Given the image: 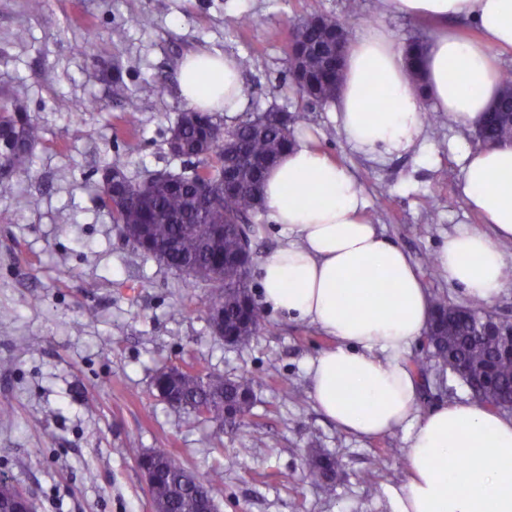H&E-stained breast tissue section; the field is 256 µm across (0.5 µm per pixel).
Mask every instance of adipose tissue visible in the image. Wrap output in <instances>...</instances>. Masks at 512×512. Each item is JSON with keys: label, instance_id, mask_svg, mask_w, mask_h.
I'll return each mask as SVG.
<instances>
[{"label": "adipose tissue", "instance_id": "adipose-tissue-1", "mask_svg": "<svg viewBox=\"0 0 512 512\" xmlns=\"http://www.w3.org/2000/svg\"><path fill=\"white\" fill-rule=\"evenodd\" d=\"M393 11L440 23L471 21L468 40L445 31L427 44V104L473 128L500 86L493 50H512V0H384ZM214 81L199 91L197 77ZM187 106L235 117L244 106L237 61L193 53L179 67ZM387 109L369 110L372 94ZM423 103L408 82L404 50L369 28L349 44L333 103L344 139L371 157L400 155L420 143ZM461 190L490 232L449 235L434 262L450 286L492 302L505 284L500 242H512V144L478 147L459 159ZM265 209L284 243L259 266L264 307L319 326L335 340L306 366L310 397L339 428L361 439L402 429L408 478L390 487L392 512H512V416L462 399L420 411L410 363L431 299L407 254L364 217L367 201L351 170L298 141L273 168Z\"/></svg>", "mask_w": 512, "mask_h": 512}]
</instances>
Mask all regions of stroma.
Wrapping results in <instances>:
<instances>
[{
	"label": "stroma",
	"mask_w": 512,
	"mask_h": 512,
	"mask_svg": "<svg viewBox=\"0 0 512 512\" xmlns=\"http://www.w3.org/2000/svg\"><path fill=\"white\" fill-rule=\"evenodd\" d=\"M314 11L346 15V0H0V91L25 97L43 129L29 173L0 180V476L28 490L35 512H151L147 485L128 436L142 448H166L197 473L224 469L219 512H390L389 486L407 476L401 431L364 440L338 429L309 398L306 364L332 340L320 328L266 311V326L245 346H229L204 312L208 287L143 255L98 206L103 170L122 166L140 182L157 171L188 170L167 138L186 104L178 69L200 51L247 60L246 112L303 109L289 86L287 44L265 30L287 28ZM150 13L151 28L127 26ZM362 22L398 41L432 38L436 23L382 11L362 0ZM251 26H242V17ZM95 59L75 53L83 40ZM127 89L166 79L163 96L141 100L140 125L126 133ZM88 102L73 118L76 102ZM307 135L356 174L366 213L400 246L430 293L466 298L433 266L448 234L482 228L458 190L459 155L470 131L436 112L414 154L373 160L340 135L331 106L307 110ZM184 308L172 317L173 308ZM40 345L25 349V341ZM254 380L255 405L244 422L219 424L175 410L154 387L158 369ZM264 438L253 446L251 434ZM308 448L333 452L341 466L333 488L309 484ZM372 481H364V472Z\"/></svg>",
	"instance_id": "obj_1"
}]
</instances>
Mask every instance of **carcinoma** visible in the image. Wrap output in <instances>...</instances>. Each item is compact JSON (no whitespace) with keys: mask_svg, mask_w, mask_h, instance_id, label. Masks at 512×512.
<instances>
[{"mask_svg":"<svg viewBox=\"0 0 512 512\" xmlns=\"http://www.w3.org/2000/svg\"><path fill=\"white\" fill-rule=\"evenodd\" d=\"M347 19L315 12L293 23L289 29L290 51L302 52L292 70L291 83L298 97L309 106L333 103L340 66L331 49L337 32L348 29V20L362 16L360 0H347ZM167 91L164 79L147 80L129 92L119 82L114 94L125 99L123 121L129 128L139 124V101L160 97ZM207 126H216L209 134L195 125L178 120L169 130L182 141L181 156L203 161L202 172L194 179L172 186L165 180L140 185L125 181L129 201L110 211L112 223L148 224L151 241L140 250L181 273L188 268H209L213 276L204 279L210 285L205 310L224 311V335L233 344L250 343L264 326V307L253 294L250 281L256 265L255 254L243 251V242L252 239L256 226L266 214L261 194L267 169L280 154L295 143V129L305 119L303 112L269 109L224 129L212 112L201 113ZM485 137L490 141L512 142V121L508 118L482 119ZM43 139V129L30 116L26 98L0 94V170L9 177L29 169L32 150ZM233 166L235 189L224 192V171ZM454 312L451 324L427 330L428 350L412 358L422 374L434 363L437 373L448 372V359L461 361L472 371L482 370L493 351V342L480 335L477 319L490 313L487 305L472 299L454 304L445 294H435L432 314ZM493 384L479 392V402L496 403L500 393L512 388V360L502 359L492 365ZM177 407H205L208 418L224 423L226 413L244 419L255 404L253 380L247 376L223 378L211 382L189 379L174 393ZM116 452L140 462L145 450L137 437L126 439ZM153 463L157 477L148 487L152 502L163 512H198L207 501L218 510L224 496V471L219 468L199 476L178 454L166 448L154 449ZM339 464L336 456L312 448L304 461L305 478L312 484L331 485Z\"/></svg>","mask_w":512,"mask_h":512,"instance_id":"carcinoma-1","label":"carcinoma"}]
</instances>
